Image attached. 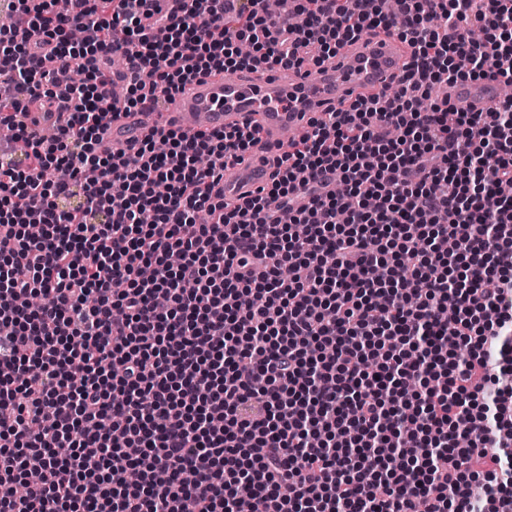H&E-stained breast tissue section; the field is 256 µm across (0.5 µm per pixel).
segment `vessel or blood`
I'll return each instance as SVG.
<instances>
[{
  "mask_svg": "<svg viewBox=\"0 0 512 512\" xmlns=\"http://www.w3.org/2000/svg\"><path fill=\"white\" fill-rule=\"evenodd\" d=\"M410 47L394 36L360 39L346 44L323 64L288 69L258 67L244 75L225 77L216 72L190 84L162 112H128L108 122L103 133L107 147L127 146L152 127H174L187 133L212 132L230 126H258L260 141L243 160L227 165L218 189L225 201L266 187L274 172L269 159L278 151L285 132L303 135L314 117L355 99L385 91L403 71ZM448 95L458 108L483 111L499 100V83L450 86ZM60 100L50 96L45 110L26 112L27 129L45 128L44 113H57Z\"/></svg>",
  "mask_w": 512,
  "mask_h": 512,
  "instance_id": "1",
  "label": "vessel or blood"
}]
</instances>
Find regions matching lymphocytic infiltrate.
<instances>
[{
    "label": "lymphocytic infiltrate",
    "instance_id": "1",
    "mask_svg": "<svg viewBox=\"0 0 512 512\" xmlns=\"http://www.w3.org/2000/svg\"><path fill=\"white\" fill-rule=\"evenodd\" d=\"M293 3L279 22L264 0H0L21 144L0 162V512H235L245 492L264 512H512V101L416 108L512 82V0ZM380 32L411 48L398 82L312 119L237 202L214 188L250 127L99 149L114 53L132 111ZM51 55L86 76L48 140L17 112L56 85ZM448 95L458 108L467 111H485L499 100V82L485 79L476 84H455L448 87Z\"/></svg>",
    "mask_w": 512,
    "mask_h": 512
}]
</instances>
